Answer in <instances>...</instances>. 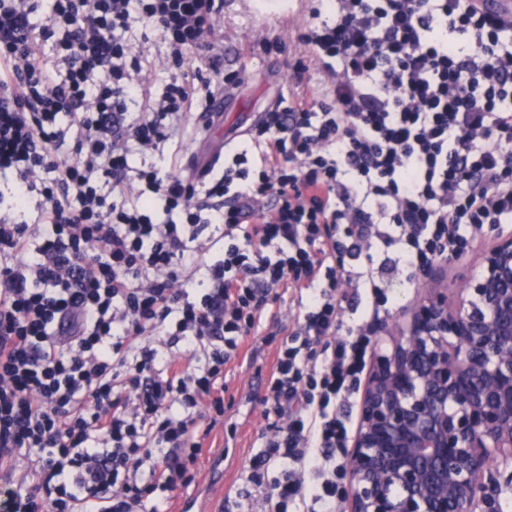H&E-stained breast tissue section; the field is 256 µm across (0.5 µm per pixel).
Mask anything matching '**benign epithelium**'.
Returning <instances> with one entry per match:
<instances>
[{
    "instance_id": "1",
    "label": "benign epithelium",
    "mask_w": 512,
    "mask_h": 512,
    "mask_svg": "<svg viewBox=\"0 0 512 512\" xmlns=\"http://www.w3.org/2000/svg\"><path fill=\"white\" fill-rule=\"evenodd\" d=\"M437 262L361 384L349 512H503L512 498V226L448 299Z\"/></svg>"
}]
</instances>
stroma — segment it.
<instances>
[{
  "label": "stroma",
  "instance_id": "stroma-1",
  "mask_svg": "<svg viewBox=\"0 0 512 512\" xmlns=\"http://www.w3.org/2000/svg\"><path fill=\"white\" fill-rule=\"evenodd\" d=\"M289 11L271 14L260 8L258 0H224V13L218 28L224 37V70L239 72L240 82L225 85L224 109L214 121L213 140L195 142L174 138L149 153L146 159L159 166L178 161L188 165L193 160L209 158L216 142L238 148L250 147L249 130L262 112L279 105H288L300 90L294 80V65L304 60L313 82H320L322 74L318 63L299 40L309 18L311 0H289ZM133 43L134 52L147 68L153 83V92H160L170 73L160 65L165 54L158 35L138 19H131L126 34ZM141 156H133L132 165H140ZM226 382L225 399L233 400L224 420L237 427L234 436L225 438V485L236 483L259 446V435L267 426L259 399L263 394L261 378L255 368L231 365Z\"/></svg>",
  "mask_w": 512,
  "mask_h": 512
}]
</instances>
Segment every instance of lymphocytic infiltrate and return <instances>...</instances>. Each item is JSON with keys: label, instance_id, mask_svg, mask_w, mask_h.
<instances>
[{"label": "lymphocytic infiltrate", "instance_id": "obj_1", "mask_svg": "<svg viewBox=\"0 0 512 512\" xmlns=\"http://www.w3.org/2000/svg\"><path fill=\"white\" fill-rule=\"evenodd\" d=\"M38 6L0 0L9 512H160L188 494L224 430L227 366L261 357V318L290 291L300 313L261 397L274 422L224 512H342L336 404L388 312L373 248H397L413 277L512 222V19L470 0H327L300 40L330 86L262 114L258 160L243 150L197 176L129 159L208 138L194 111L239 79L223 68L224 0H54L40 26ZM134 14L167 48L158 95L124 37ZM35 194V220H18Z\"/></svg>", "mask_w": 512, "mask_h": 512}]
</instances>
